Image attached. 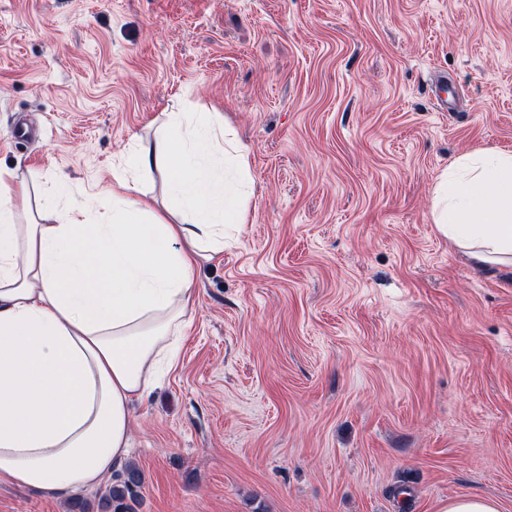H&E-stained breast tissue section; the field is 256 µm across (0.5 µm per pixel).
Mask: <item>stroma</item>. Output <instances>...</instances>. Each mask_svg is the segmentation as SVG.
I'll list each match as a JSON object with an SVG mask.
<instances>
[{"instance_id": "1", "label": "stroma", "mask_w": 512, "mask_h": 512, "mask_svg": "<svg viewBox=\"0 0 512 512\" xmlns=\"http://www.w3.org/2000/svg\"><path fill=\"white\" fill-rule=\"evenodd\" d=\"M191 109L254 186L134 404L139 512H512V279L432 219L451 162L512 150V0H0L1 168L81 201ZM0 512L70 502L0 479ZM436 512H501L497 501L479 495H464L448 500Z\"/></svg>"}]
</instances>
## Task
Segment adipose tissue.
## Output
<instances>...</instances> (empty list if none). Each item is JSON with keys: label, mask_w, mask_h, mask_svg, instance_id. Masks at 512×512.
Here are the masks:
<instances>
[{"label": "adipose tissue", "mask_w": 512, "mask_h": 512, "mask_svg": "<svg viewBox=\"0 0 512 512\" xmlns=\"http://www.w3.org/2000/svg\"><path fill=\"white\" fill-rule=\"evenodd\" d=\"M226 157L248 190L247 154L213 113H168L118 165L111 193L95 196L112 216L100 224L76 202L42 223L31 187L0 170V477L66 499L122 468L133 402L178 359L197 262L246 220L223 186L200 190ZM155 172L169 187L163 217L142 198ZM432 217L475 269L512 271V151L455 159Z\"/></svg>", "instance_id": "1"}]
</instances>
